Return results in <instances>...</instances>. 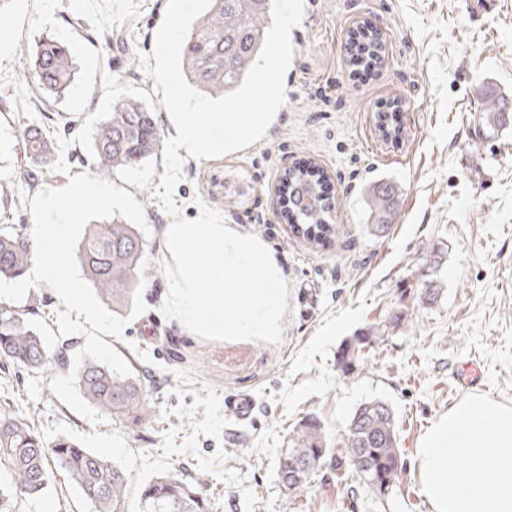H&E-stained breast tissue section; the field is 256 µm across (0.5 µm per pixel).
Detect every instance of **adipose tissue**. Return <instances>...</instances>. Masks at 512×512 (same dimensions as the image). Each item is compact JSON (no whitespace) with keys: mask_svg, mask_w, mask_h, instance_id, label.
Returning a JSON list of instances; mask_svg holds the SVG:
<instances>
[{"mask_svg":"<svg viewBox=\"0 0 512 512\" xmlns=\"http://www.w3.org/2000/svg\"><path fill=\"white\" fill-rule=\"evenodd\" d=\"M460 456L467 467L451 470ZM416 467L432 512H512V403L463 398L424 434Z\"/></svg>","mask_w":512,"mask_h":512,"instance_id":"ef3b65f1","label":"adipose tissue"}]
</instances>
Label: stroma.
Wrapping results in <instances>:
<instances>
[{
    "label": "stroma",
    "instance_id": "obj_1",
    "mask_svg": "<svg viewBox=\"0 0 512 512\" xmlns=\"http://www.w3.org/2000/svg\"><path fill=\"white\" fill-rule=\"evenodd\" d=\"M167 0H0L9 46L0 51V173L29 165L14 144L24 112L58 145L57 173L19 185L0 199V229L33 233L29 211L42 189L93 170L94 125L116 93L157 109L163 137L172 122L140 55L151 54ZM381 29L385 57L363 74L344 51L350 30ZM50 34L68 43L75 74L64 95L30 88L22 48ZM294 57L285 103L263 139L209 160L186 158L173 197L186 219L194 198L220 210L226 223L255 234L283 269L291 294L283 341L208 342L160 312L168 283L160 261V227L170 217L152 192L165 168L154 156L110 180L143 204L149 264L146 310L106 341L152 389L154 419L129 428L94 424L54 394L51 379L0 367V416L29 421L46 439L60 436L112 454L130 474L129 507L157 473L180 471L208 481L212 512H431L419 492L415 452L425 430L470 394L512 403V122L483 119L484 95L512 97V0H304L292 28ZM395 107L397 141H384L378 112ZM311 162L327 173L334 233L320 246L291 232L274 189L285 168ZM392 181L400 211L383 237L370 235L367 199ZM439 293L426 300L425 281ZM50 341L62 304L39 284L21 300ZM400 316L397 327L353 374L337 355L368 325ZM478 384L463 381L466 364ZM251 398L240 419L227 400ZM389 402L406 468L388 496H375L352 468L331 461L307 488L285 493L278 458L293 427L311 416L339 453L354 410Z\"/></svg>",
    "mask_w": 512,
    "mask_h": 512
}]
</instances>
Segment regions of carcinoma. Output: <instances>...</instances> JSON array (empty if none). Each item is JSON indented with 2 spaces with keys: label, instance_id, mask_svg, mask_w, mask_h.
Returning <instances> with one entry per match:
<instances>
[{
  "label": "carcinoma",
  "instance_id": "carcinoma-1",
  "mask_svg": "<svg viewBox=\"0 0 512 512\" xmlns=\"http://www.w3.org/2000/svg\"><path fill=\"white\" fill-rule=\"evenodd\" d=\"M272 0H212L210 8L198 17L188 31L182 49L186 78L212 97L237 89L257 61L263 47ZM350 57H361L365 64L381 61L383 44L374 30L351 39ZM30 65L24 71L26 82L46 93H61L74 75L69 46L52 35L37 42ZM512 100L494 91L486 93L483 119L493 128L507 125L505 112ZM25 156L35 170H24L31 181L49 175L54 169L55 142L41 133L21 137ZM162 149V138L155 110L117 94L107 116L95 123L94 158L96 171L133 169ZM320 172L313 164L288 170L284 185L288 203L284 217L292 229L312 245H318L335 230L330 224L332 204L323 195ZM397 188L384 183L370 193L367 231L378 236L387 232L397 214ZM86 278L101 300L115 309L132 304L137 273L146 259L144 243L133 225L120 220L88 225L78 248ZM32 252L20 234L0 233V278L21 279L29 269ZM400 316L389 322L373 323L342 347L338 363L349 374L368 360L373 345L384 341L387 331ZM69 340L52 345L26 317L24 310L0 302V362L9 363L31 374H47L65 367ZM75 385L81 395L102 412L123 418L135 426L153 420L151 390L139 376H122L107 366L85 361L76 373ZM364 460L355 462L357 454ZM330 449L326 448L322 425L308 417L292 430L288 448L279 458L278 475L284 491L302 490L312 471L319 468ZM297 465L288 472V460ZM348 464L360 481L374 494L397 485L403 470L398 430L392 407L382 399L360 404L349 420L344 448L336 455V470ZM68 476L94 512H128L129 474L121 465L74 440L45 439L23 419L0 417V512H19L18 504L42 500L49 492L54 472ZM140 512H209L210 502L204 481L189 480L177 471L159 473L140 489Z\"/></svg>",
  "mask_w": 512,
  "mask_h": 512
}]
</instances>
